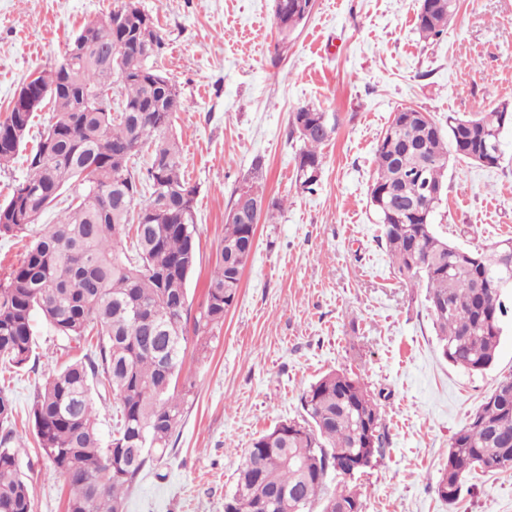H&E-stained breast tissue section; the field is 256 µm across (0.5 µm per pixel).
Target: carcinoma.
Listing matches in <instances>:
<instances>
[{"mask_svg": "<svg viewBox=\"0 0 512 512\" xmlns=\"http://www.w3.org/2000/svg\"><path fill=\"white\" fill-rule=\"evenodd\" d=\"M436 21L419 22L425 39L440 37L456 0H435ZM74 37H88L93 51L83 62L37 73L32 84L48 91L30 112L9 105L0 121V169L23 146L34 112L52 103L47 130L29 158V174L0 203V237L28 239L26 252L6 281H0V373L23 368L36 349L33 319L40 315L67 349L83 354L59 367L37 390L31 407L34 432L50 467L71 488L67 512H126L127 494L147 462L169 451L184 408L175 381L188 331L204 336L224 324L239 296L257 225L251 216L224 224L219 258L206 301L187 327L188 282L197 263L196 187L186 180L181 150L169 134L181 108L177 86L155 69L165 38L154 18L128 3ZM122 49L121 57L113 49ZM104 87L116 89L126 112L95 104ZM509 104L468 118L448 116V130L396 112L376 149L371 203L381 222V240L394 274L412 286L425 284L443 357L472 373L495 362L501 320L507 309L498 287L500 252L458 251L438 235L434 215L442 201L448 157L475 161L484 141L502 133L512 118ZM506 124H501V121ZM303 143L296 179L313 193L319 184L321 147L336 131L327 113L309 105L290 117ZM147 150L143 171L132 159ZM439 189L430 197L417 183ZM161 193L153 197L152 186ZM74 196L55 224L38 219L68 188ZM387 192V208L377 194ZM117 400L116 423L105 440L97 424L93 390ZM306 417L282 421L253 439L236 470L224 512H354L361 503L347 486L329 489L328 473L341 454L363 451L364 467L384 448L378 404L356 376L342 370L322 375L302 395ZM369 410L374 446L363 447L366 431L357 413ZM15 408L0 384V512H34L32 485L21 475L11 444ZM512 382L495 390L452 438L448 464L435 492L454 504L463 478L476 468L500 469L512 462Z\"/></svg>", "mask_w": 512, "mask_h": 512, "instance_id": "obj_1", "label": "carcinoma"}]
</instances>
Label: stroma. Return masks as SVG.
I'll list each match as a JSON object with an SVG mask.
<instances>
[{
    "mask_svg": "<svg viewBox=\"0 0 512 512\" xmlns=\"http://www.w3.org/2000/svg\"><path fill=\"white\" fill-rule=\"evenodd\" d=\"M123 0H0V117L21 82L57 63L86 24ZM167 46L161 66L185 104L171 133L197 186L198 257L190 315L205 303L233 190L262 161L266 199L284 208L261 220L236 304L222 327L189 336L176 388L184 415L167 456L147 468L127 512H224L233 474L262 431L305 416L301 397L322 374H358L381 408L386 446L351 484L362 512H512V469L469 475L455 504L434 487L448 446L498 382L512 375V288L505 291L498 355L472 374L446 361L421 287L395 278L370 203L375 151L398 109L439 125L512 103V0H458L438 39L416 28L419 0H313L289 37L274 0H139ZM311 105L336 118L320 185L296 181L301 147L290 114ZM50 116L38 111L0 171V201L27 174L26 157ZM498 166L450 157L437 231L482 250L512 238V126ZM37 348L13 373V445L35 488V512H66L69 486L38 448L35 387L69 360L43 322Z\"/></svg>",
    "mask_w": 512,
    "mask_h": 512,
    "instance_id": "1",
    "label": "stroma"
}]
</instances>
